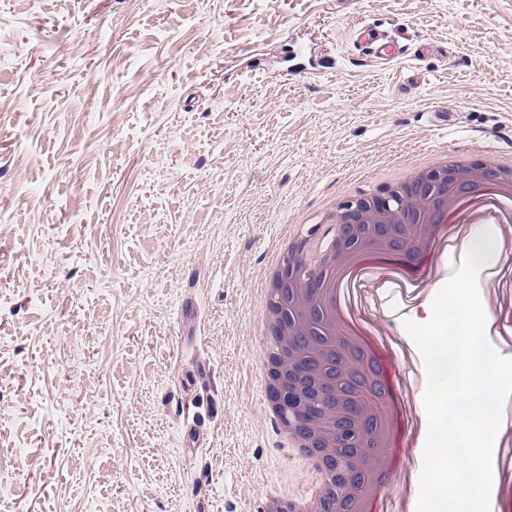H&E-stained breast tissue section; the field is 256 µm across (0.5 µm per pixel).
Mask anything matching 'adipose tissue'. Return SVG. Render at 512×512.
I'll list each match as a JSON object with an SVG mask.
<instances>
[{
  "instance_id": "obj_1",
  "label": "adipose tissue",
  "mask_w": 512,
  "mask_h": 512,
  "mask_svg": "<svg viewBox=\"0 0 512 512\" xmlns=\"http://www.w3.org/2000/svg\"><path fill=\"white\" fill-rule=\"evenodd\" d=\"M452 301L459 313L454 327L431 345L437 369L450 384L442 392V405L421 420L424 448L439 459L432 473H411L413 484H443V491L419 496L412 512H488L489 499L499 500L498 512H512V464L501 465L499 448V394L487 386L490 368L503 361L500 349L485 340L493 323L486 299L458 289ZM480 463H472L473 453Z\"/></svg>"
}]
</instances>
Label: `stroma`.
I'll list each match as a JSON object with an SVG mask.
<instances>
[{"label":"stroma","instance_id":"35a3bbf8","mask_svg":"<svg viewBox=\"0 0 512 512\" xmlns=\"http://www.w3.org/2000/svg\"><path fill=\"white\" fill-rule=\"evenodd\" d=\"M360 21L408 57L375 62ZM474 141L512 155V0H0V512L301 489L261 403L279 240ZM460 254L430 287H483ZM354 301L402 312L377 341L422 409L447 384L408 355L426 309L392 279Z\"/></svg>","mask_w":512,"mask_h":512}]
</instances>
